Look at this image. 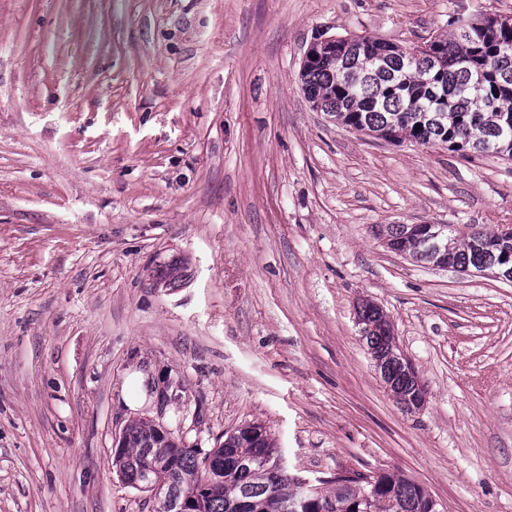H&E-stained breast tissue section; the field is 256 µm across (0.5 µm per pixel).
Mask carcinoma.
Masks as SVG:
<instances>
[{"label": "carcinoma", "instance_id": "obj_1", "mask_svg": "<svg viewBox=\"0 0 512 512\" xmlns=\"http://www.w3.org/2000/svg\"><path fill=\"white\" fill-rule=\"evenodd\" d=\"M454 25L451 37L427 43L430 57L365 35L338 37L336 48L321 49L303 63L301 89L337 124L365 135L512 160V19L458 16ZM421 228L385 224L377 235L416 262L445 263L462 272L512 269L511 236L474 224L462 237L456 225L445 224L441 249L432 251L420 239ZM357 315L396 401L408 411L420 408L423 387L382 310L364 303ZM146 448L155 449L163 465L149 475ZM217 455L219 470L209 479L195 449L161 446L152 425L140 422L124 430L114 463L132 487L155 499L187 497L199 512H283V504L301 497L298 512H433L427 490L397 471L379 473L373 491L334 478L302 487L299 478L275 467L281 453L261 424H245L225 436Z\"/></svg>", "mask_w": 512, "mask_h": 512}]
</instances>
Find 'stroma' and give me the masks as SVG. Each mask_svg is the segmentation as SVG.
Returning <instances> with one entry per match:
<instances>
[{"instance_id":"obj_1","label":"stroma","mask_w":512,"mask_h":512,"mask_svg":"<svg viewBox=\"0 0 512 512\" xmlns=\"http://www.w3.org/2000/svg\"><path fill=\"white\" fill-rule=\"evenodd\" d=\"M461 12L512 0H0V512H152L113 463L138 421L512 512V283L374 233L512 224V161L348 130L298 80L322 34L414 48ZM357 315L363 325L362 337L396 401L407 411L420 408L424 400L423 387L412 364L399 352L390 322L382 310L371 303H363Z\"/></svg>"}]
</instances>
